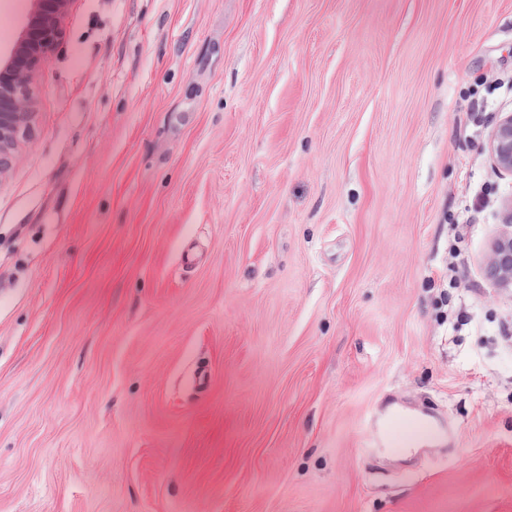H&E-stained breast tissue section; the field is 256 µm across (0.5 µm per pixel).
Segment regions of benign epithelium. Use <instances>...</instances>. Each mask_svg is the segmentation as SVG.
<instances>
[{
	"label": "benign epithelium",
	"mask_w": 512,
	"mask_h": 512,
	"mask_svg": "<svg viewBox=\"0 0 512 512\" xmlns=\"http://www.w3.org/2000/svg\"><path fill=\"white\" fill-rule=\"evenodd\" d=\"M35 9L24 24L17 43L0 57V171L11 162L8 146L20 132H26L30 109L18 92L26 89L39 68L62 38V25L73 0H34ZM489 149L497 164L512 172V113L508 112L493 128ZM499 286L512 288V231L494 245L487 268Z\"/></svg>",
	"instance_id": "benign-epithelium-1"
}]
</instances>
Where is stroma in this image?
Instances as JSON below:
<instances>
[{
	"label": "stroma",
	"mask_w": 512,
	"mask_h": 512,
	"mask_svg": "<svg viewBox=\"0 0 512 512\" xmlns=\"http://www.w3.org/2000/svg\"><path fill=\"white\" fill-rule=\"evenodd\" d=\"M64 27L0 172V512H512V0ZM391 401L454 445L375 461ZM505 114L491 132L489 149L497 164L512 172V113ZM487 271L499 286L512 288V231L503 234L495 242Z\"/></svg>",
	"instance_id": "stroma-1"
}]
</instances>
